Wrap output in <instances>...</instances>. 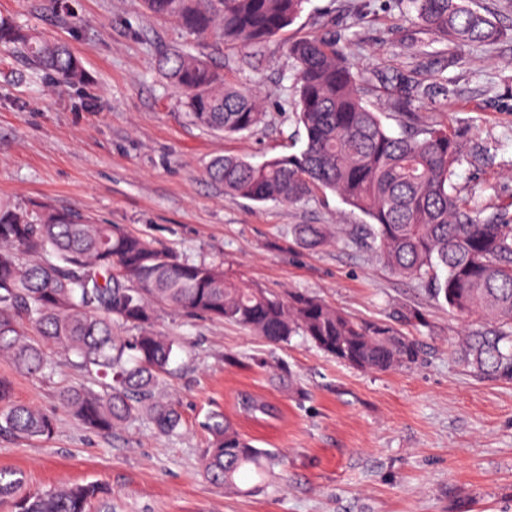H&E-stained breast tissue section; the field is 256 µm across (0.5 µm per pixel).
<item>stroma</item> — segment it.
Listing matches in <instances>:
<instances>
[{"label": "stroma", "instance_id": "35a3bbf8", "mask_svg": "<svg viewBox=\"0 0 512 512\" xmlns=\"http://www.w3.org/2000/svg\"><path fill=\"white\" fill-rule=\"evenodd\" d=\"M474 6L505 36L456 59L421 30L406 0H307L252 70L238 67L236 50L186 36L142 0H0V16L66 44L88 75L80 85L60 84L17 50H0V203L81 211L180 260L390 323L421 346L414 364L375 371L299 336L273 345L249 329L160 307L155 331L183 347L157 390L178 406V433L157 435L143 416L91 431L59 392L97 389L93 377L60 355L37 376L0 361L16 401L56 423L47 440L1 433L0 469L22 470L31 492L98 485L91 512H512V383L473 377L456 354L459 336L477 322L432 300L420 281L393 274L353 238L300 244L298 224L365 223L336 195L257 203L225 195L205 173L216 157L258 163L302 146L303 128L285 102L294 75L287 45L332 18L346 58L375 87L368 103L384 124L397 126L385 91L396 76L436 86L421 112L496 156L491 167L459 165L458 191L479 187L483 207L512 213V0ZM176 48L207 56L227 82L258 90L261 122L224 135L194 125L158 70L160 56ZM411 310L421 321L404 320ZM243 393L274 402L278 417L239 415ZM213 413L282 458L259 489L249 475L240 493L205 475L204 422Z\"/></svg>", "mask_w": 512, "mask_h": 512}]
</instances>
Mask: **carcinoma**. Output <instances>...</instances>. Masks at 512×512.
Returning <instances> with one entry per match:
<instances>
[{
	"instance_id": "1",
	"label": "carcinoma",
	"mask_w": 512,
	"mask_h": 512,
	"mask_svg": "<svg viewBox=\"0 0 512 512\" xmlns=\"http://www.w3.org/2000/svg\"><path fill=\"white\" fill-rule=\"evenodd\" d=\"M306 0H144L152 14L186 34L215 35L240 49L241 63L255 67L264 45L300 17ZM424 30L448 51L493 44L504 32L473 0H408ZM336 31L289 43L296 63L291 101L305 146L300 154L253 164L220 157L206 168L224 191L254 202L298 204L326 191L369 218L367 235L395 274L426 283L437 301L484 326L464 337L461 361L475 376L512 382V219L501 211L480 218L479 191L458 193L453 176L464 161L492 162L465 133L426 120L418 102L435 87L409 81L391 99L403 118L394 135L369 108L372 89L344 57ZM0 47L17 48L28 64L66 84L84 81L81 60L68 47L0 19ZM159 69L185 97L191 122L221 133L252 130L262 99L224 82L210 61L191 50H174ZM296 238L315 247L331 233L323 224H300ZM168 306L248 328L271 344L300 336L347 364L377 371L418 360L419 345L383 322L357 320L316 296L277 294L231 279L206 262L179 260L116 224H97L78 210L48 204L30 208L0 204V358L29 374L51 365L50 350L100 380L101 391L71 388L61 400L88 429L109 433L144 412L161 435L182 424L176 405L155 399L179 343L154 333V310ZM25 319L41 340L19 326ZM238 412L273 419L275 405L243 394ZM212 440L204 450L208 478L239 489L246 473L259 477L275 465L274 454L257 448L224 415L206 422ZM55 421L14 400L0 379V432L48 439ZM19 470H0V499L15 512H90L100 492L94 484L45 493L23 491Z\"/></svg>"
}]
</instances>
